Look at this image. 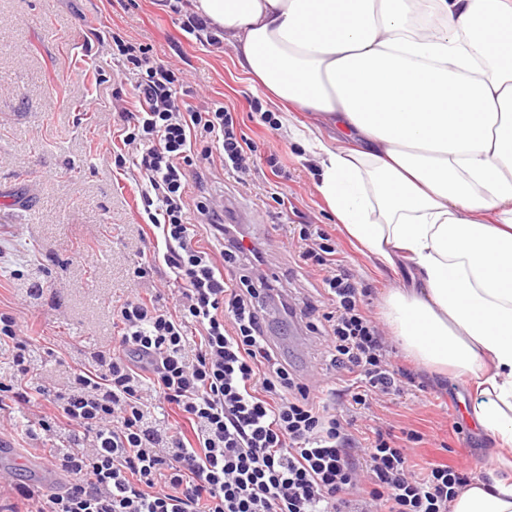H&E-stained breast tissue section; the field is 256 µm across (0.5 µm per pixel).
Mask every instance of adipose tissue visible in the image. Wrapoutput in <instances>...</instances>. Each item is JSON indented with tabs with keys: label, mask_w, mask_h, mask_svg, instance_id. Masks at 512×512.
<instances>
[{
	"label": "adipose tissue",
	"mask_w": 512,
	"mask_h": 512,
	"mask_svg": "<svg viewBox=\"0 0 512 512\" xmlns=\"http://www.w3.org/2000/svg\"><path fill=\"white\" fill-rule=\"evenodd\" d=\"M241 71L287 105L317 190L382 265L383 317L429 372L462 379L493 441L450 512H512V0H191ZM340 132L327 143L293 115Z\"/></svg>",
	"instance_id": "ef3b65f1"
}]
</instances>
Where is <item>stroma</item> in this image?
I'll return each mask as SVG.
<instances>
[{"label":"stroma","instance_id":"35a3bbf8","mask_svg":"<svg viewBox=\"0 0 512 512\" xmlns=\"http://www.w3.org/2000/svg\"><path fill=\"white\" fill-rule=\"evenodd\" d=\"M115 33L149 47L155 62L180 69L195 90L180 104L221 102L237 112L256 147L251 177L244 184L228 178L214 156L202 162V178L188 194L234 206L246 235L265 252V272L279 277L290 301L302 303L319 285L293 243L299 224L331 234L338 259L370 290L372 318H379L389 289L410 286L406 268H384L349 242L316 190L311 158L254 116V109L273 106L237 67L231 46L183 36L163 0H0V310L28 323L37 353L65 354L64 363L42 368L41 384L63 387L72 368L110 345L126 298L154 294L167 279L162 266L133 277L156 241L142 236L138 178L115 165L125 150L118 114L131 107L136 81L112 58ZM272 154L287 177L271 173ZM279 195L288 201L282 217L275 213ZM35 280L44 285L37 300L27 295ZM273 327L293 371L325 373L326 354L304 322L277 317ZM393 359L410 369L413 382L374 401L358 418L359 431H418L423 440L411 445L410 464L447 463L466 467L469 478L485 477L491 441L458 412L470 402L466 385L422 369L401 351ZM5 442L15 454L1 456L0 464L12 467L18 481L39 493L63 486V476L51 474L48 450L37 449L24 431H9Z\"/></svg>","mask_w":512,"mask_h":512}]
</instances>
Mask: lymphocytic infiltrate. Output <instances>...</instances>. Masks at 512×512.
<instances>
[{"label": "lymphocytic infiltrate", "instance_id": "obj_1", "mask_svg": "<svg viewBox=\"0 0 512 512\" xmlns=\"http://www.w3.org/2000/svg\"><path fill=\"white\" fill-rule=\"evenodd\" d=\"M112 41L137 77L136 109L120 115L124 145L138 147L128 168L145 182L143 209L166 247L134 274L164 263L178 310L132 294L117 313L113 347L49 395L32 373L31 336L0 311V432L21 425L11 405L49 402L55 421L23 425L31 439L57 442L51 459L69 479L42 499L22 484L15 494L35 500V512H448L468 477L445 464L410 470L406 445L421 442L418 432L375 429L365 470L351 460L355 421L344 401L369 409L411 374L394 363L335 241L315 224L298 232L300 258L322 271L318 300L328 311L318 300L298 309L278 299L307 329L322 317L336 373L327 389L290 371L265 335L277 281L260 273L261 253L241 248L223 211L187 194L200 161L214 154L237 182L250 176L254 145L237 114L220 104L180 108L171 69L121 35ZM202 230L216 249L201 246Z\"/></svg>", "mask_w": 512, "mask_h": 512}]
</instances>
